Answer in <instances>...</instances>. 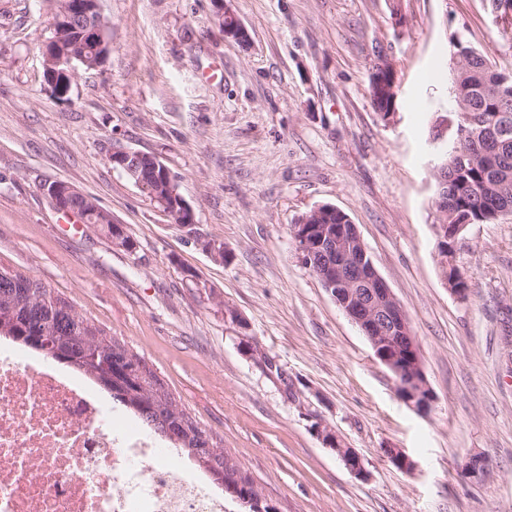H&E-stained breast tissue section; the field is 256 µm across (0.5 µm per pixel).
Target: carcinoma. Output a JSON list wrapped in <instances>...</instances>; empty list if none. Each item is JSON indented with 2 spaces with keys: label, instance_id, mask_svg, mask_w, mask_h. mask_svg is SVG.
<instances>
[{
  "label": "carcinoma",
  "instance_id": "cac0c4a2",
  "mask_svg": "<svg viewBox=\"0 0 512 512\" xmlns=\"http://www.w3.org/2000/svg\"><path fill=\"white\" fill-rule=\"evenodd\" d=\"M465 58L455 67L452 88L467 103L469 120L457 119L461 133L455 135L458 152L448 157V206L472 224H493L496 212L512 208V127L499 138L495 160L483 158L486 147L476 131L486 119L505 114L512 122V74L498 71L483 53L457 44ZM373 106L378 112H393L396 99L381 86L375 72L370 76ZM38 318V327L56 331L53 345L45 349L31 342L26 326ZM37 351L72 368L110 392L112 399L134 413L147 427L176 444L199 468L213 475L223 472L228 482L234 467H225L226 453L216 443L203 439L202 429L169 392L144 358L108 335L81 315L67 298L54 293L39 279L0 267V338Z\"/></svg>",
  "mask_w": 512,
  "mask_h": 512
}]
</instances>
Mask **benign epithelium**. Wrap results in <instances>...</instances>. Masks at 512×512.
<instances>
[{
    "label": "benign epithelium",
    "instance_id": "obj_1",
    "mask_svg": "<svg viewBox=\"0 0 512 512\" xmlns=\"http://www.w3.org/2000/svg\"><path fill=\"white\" fill-rule=\"evenodd\" d=\"M220 11L224 36L242 46L248 45V31L229 3H220ZM77 18L83 20L79 28L80 40L95 50L97 56L90 60L76 46L66 50L58 39L48 41L46 79L52 90L63 95L68 93L77 67L96 68L104 62L109 52L110 24L100 11L99 0H60L55 26L67 30ZM47 194L60 210L81 214L88 224L114 221L110 213L98 207L89 212L84 207L76 206L74 201H86L88 197L71 185L55 183L48 187ZM152 197L180 227L193 228L192 210L180 194L172 191L163 193L157 189L152 192ZM434 209L439 221L435 225L438 261L449 291L464 301L469 297V290L458 286L459 280L452 273L456 268L455 253L448 250V241L459 242L468 223H446L448 205L442 198H434ZM336 213V207L321 205L301 216L297 224L292 226L297 251L303 261L314 262L312 270L322 286L367 337L376 358L391 371L399 398L412 409L428 415L434 409L435 397L428 385L408 316L375 268L357 225L309 223L313 217L320 219ZM311 430L328 447L336 450L355 479H369L370 474L360 455L352 448L343 447L332 429L316 422ZM487 470L488 460L483 455H473L463 464L464 474L471 479L481 478Z\"/></svg>",
    "mask_w": 512,
    "mask_h": 512
}]
</instances>
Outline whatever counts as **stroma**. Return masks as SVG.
Wrapping results in <instances>:
<instances>
[{
    "instance_id": "obj_1",
    "label": "stroma",
    "mask_w": 512,
    "mask_h": 512,
    "mask_svg": "<svg viewBox=\"0 0 512 512\" xmlns=\"http://www.w3.org/2000/svg\"><path fill=\"white\" fill-rule=\"evenodd\" d=\"M99 6L107 59L77 68L61 99L43 56L56 0H0V266L40 278L143 357L277 512H512V216L457 244L470 289L458 300L437 263L430 166L454 41L512 73V33L487 0H232L245 47L225 39L215 0ZM382 54L397 70L386 120L368 88ZM117 150L171 170L194 229L113 166ZM54 182L95 199L135 251L90 224L64 231ZM323 204L357 225L404 307L430 415L398 398L302 262L290 229ZM202 237L223 242V259ZM393 447L415 470L389 462ZM475 454L489 469L469 480ZM311 430L318 437H321L328 447L336 450L346 469L355 479L360 481L369 479L370 474L365 468L360 455L354 449L344 448L332 429L322 422H316L311 426Z\"/></svg>"
}]
</instances>
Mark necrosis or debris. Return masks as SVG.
<instances>
[{
	"label": "necrosis or debris",
	"instance_id": "obj_1",
	"mask_svg": "<svg viewBox=\"0 0 512 512\" xmlns=\"http://www.w3.org/2000/svg\"><path fill=\"white\" fill-rule=\"evenodd\" d=\"M0 512H225L177 449L83 375L0 340Z\"/></svg>",
	"mask_w": 512,
	"mask_h": 512
}]
</instances>
